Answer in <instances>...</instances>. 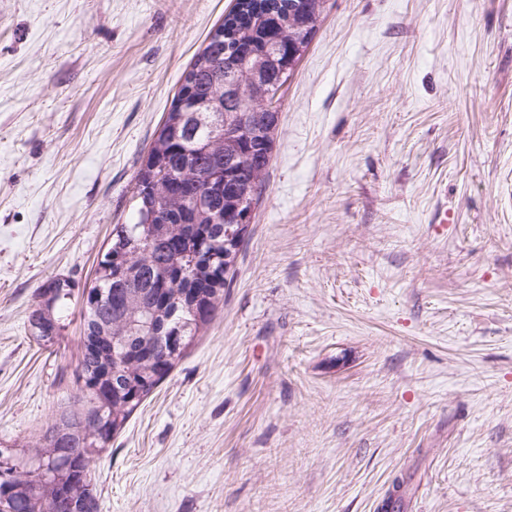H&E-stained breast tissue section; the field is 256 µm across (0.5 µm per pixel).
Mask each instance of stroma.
<instances>
[{
    "label": "stroma",
    "mask_w": 512,
    "mask_h": 512,
    "mask_svg": "<svg viewBox=\"0 0 512 512\" xmlns=\"http://www.w3.org/2000/svg\"><path fill=\"white\" fill-rule=\"evenodd\" d=\"M232 0H0V443L79 394L81 303ZM215 317L90 463L102 512H512V0H325ZM72 288L67 280L60 278L48 281L38 288V298H43L47 293L50 298L48 302L38 303L29 316L30 325H38L35 331L37 339L55 337L56 340L61 336L73 296Z\"/></svg>",
    "instance_id": "1"
}]
</instances>
